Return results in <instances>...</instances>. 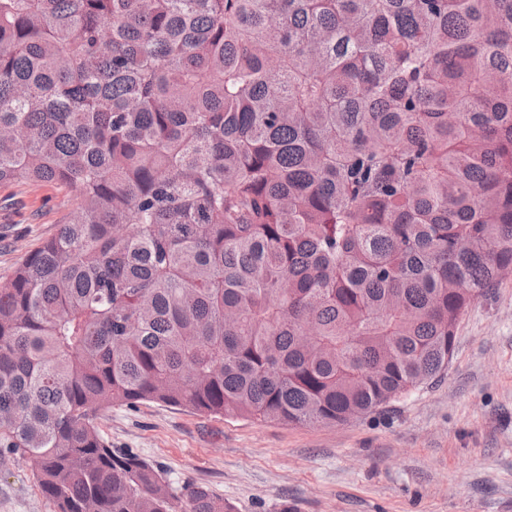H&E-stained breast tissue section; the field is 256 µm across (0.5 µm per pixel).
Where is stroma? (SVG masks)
Returning a JSON list of instances; mask_svg holds the SVG:
<instances>
[{
	"label": "stroma",
	"mask_w": 512,
	"mask_h": 512,
	"mask_svg": "<svg viewBox=\"0 0 512 512\" xmlns=\"http://www.w3.org/2000/svg\"><path fill=\"white\" fill-rule=\"evenodd\" d=\"M78 200L55 184H0V281ZM113 447L207 483L235 512H512V275L463 315L441 378L336 425L209 416L142 403L100 412ZM30 458H0V512H55Z\"/></svg>",
	"instance_id": "obj_1"
}]
</instances>
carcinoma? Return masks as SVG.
Segmentation results:
<instances>
[{"label": "carcinoma", "mask_w": 512, "mask_h": 512, "mask_svg": "<svg viewBox=\"0 0 512 512\" xmlns=\"http://www.w3.org/2000/svg\"><path fill=\"white\" fill-rule=\"evenodd\" d=\"M0 452L56 512H234L112 447L156 402L336 425L441 377L512 270V0H0ZM77 205L73 193L55 184H0V281L21 257L52 238Z\"/></svg>", "instance_id": "cac0c4a2"}]
</instances>
